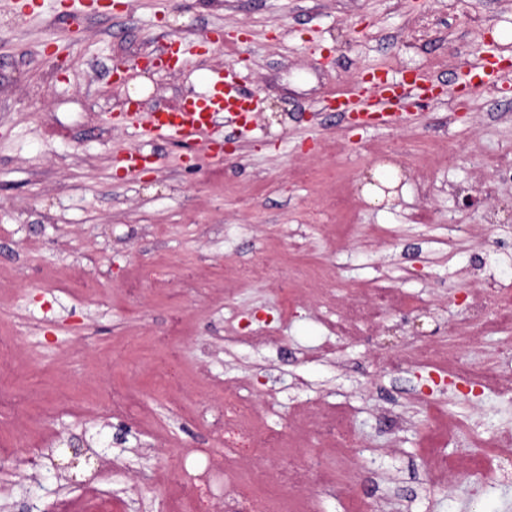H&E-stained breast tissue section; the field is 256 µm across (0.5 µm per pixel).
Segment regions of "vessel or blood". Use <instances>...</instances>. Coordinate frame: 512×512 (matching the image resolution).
Returning <instances> with one entry per match:
<instances>
[{"label":"vessel or blood","mask_w":512,"mask_h":512,"mask_svg":"<svg viewBox=\"0 0 512 512\" xmlns=\"http://www.w3.org/2000/svg\"><path fill=\"white\" fill-rule=\"evenodd\" d=\"M434 80L413 77L394 81L381 76L365 81L359 92L341 94L336 100V112H358L366 120L408 106H419L428 100ZM258 101L243 94L230 75L212 74L205 91L192 98L179 111L152 113L147 124L158 136L188 137L205 129L216 117H223L230 128L247 127L253 120Z\"/></svg>","instance_id":"obj_1"}]
</instances>
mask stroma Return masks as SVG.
I'll list each match as a JSON object with an SVG mask.
<instances>
[{
  "mask_svg": "<svg viewBox=\"0 0 512 512\" xmlns=\"http://www.w3.org/2000/svg\"><path fill=\"white\" fill-rule=\"evenodd\" d=\"M29 2L24 12L0 0V280L10 285L0 336L13 340L15 388L31 395L24 420L0 418V512H49L91 486L120 498L122 512H168L178 445L212 442L185 409L223 398L233 380L284 437L312 407L350 423L355 463L319 467L332 486L297 491L309 512H353L368 497L383 512H512V467L475 499L472 481L453 474L432 490L422 454L476 459L472 435L512 437V401L465 383L471 365L503 362L512 325L457 350L446 374L384 363L442 346L477 289L512 291V185L491 171L512 145V79L466 78L470 60L512 62V0H119L76 17L62 0ZM175 43L180 66L144 68ZM378 68L436 79L439 93L387 126L316 112ZM225 69L259 101L247 128L168 140L132 119L181 110ZM141 82L145 94L132 97ZM436 144L452 161L426 163ZM390 145L402 148V174L396 197L379 202L368 179L375 149ZM134 149L149 160L131 173L123 157ZM331 168L358 203L343 246L327 204L336 186L321 177ZM468 194L475 203L461 208ZM266 260L259 282L225 272ZM324 264L334 277L310 281L279 322L289 280ZM383 287L428 307L389 309L357 339L321 322ZM176 316L186 333L167 337ZM231 317L276 326L278 339L229 337ZM164 337L188 380L177 408L157 389ZM116 388L147 402L153 425L113 415ZM429 400L472 431L434 432Z\"/></svg>",
  "mask_w": 512,
  "mask_h": 512,
  "instance_id": "stroma-1",
  "label": "stroma"
}]
</instances>
